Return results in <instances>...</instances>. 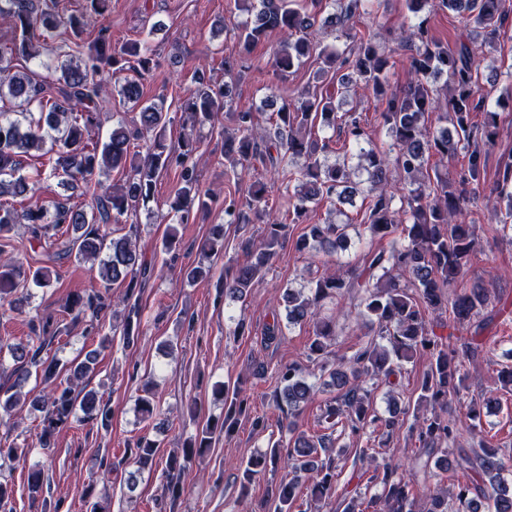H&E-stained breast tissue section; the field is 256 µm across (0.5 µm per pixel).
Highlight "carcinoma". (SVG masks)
<instances>
[{"instance_id":"cac0c4a2","label":"carcinoma","mask_w":512,"mask_h":512,"mask_svg":"<svg viewBox=\"0 0 512 512\" xmlns=\"http://www.w3.org/2000/svg\"><path fill=\"white\" fill-rule=\"evenodd\" d=\"M61 0H0V20L8 23L15 37L10 46L0 47V102L13 109H0V238L7 240L16 225L27 226L31 251H40L47 261L73 255L90 263L89 270L104 283V289L86 288L69 296L65 308L76 323L85 325L88 334L100 333L102 318L112 307L109 290L114 284L125 288L120 302L125 306L122 321L123 340L138 342L142 307L140 293L151 278L153 267L142 259L130 239L114 237L102 227L117 224L125 213L147 204L153 195L159 174L175 170L177 188L170 208L188 221L194 206L204 207L194 156L200 140L195 125L221 122L222 114L232 112L234 131L224 133V164L233 174L250 169L258 161L279 174L295 172L297 184L288 196L291 224L303 223L310 205L327 198L345 219L328 224H308L297 237L299 252L319 250L326 256L347 250L351 219L344 206L353 205L363 194L361 185L375 193L363 218L370 238L387 240L381 249L365 251L358 264L346 273L326 271L309 281L308 289L287 288L283 292L288 323L313 322V336L308 344V359L325 367L328 347L336 335L335 320L322 317L320 303L348 295L359 299L356 317L376 327V337L367 341L351 357L336 358L329 372L336 396L324 404L323 417L329 428L353 437L371 435L382 429L385 443L402 429L416 435L423 466L431 460L447 462L452 472V489H438L426 496L429 506L421 504L419 489L390 460L375 466L382 476L380 493L368 501L373 512H512V484L503 473L512 466L490 442L479 439L478 448H459L448 452V444L457 439L458 429L448 419V405L459 400L466 386L465 365L491 350L496 344L484 330L494 317L509 308L502 296L490 298L487 289L466 287L481 243L475 225L460 217L476 204L481 172L485 166L483 144L494 141L499 113L484 112L481 126L472 122L475 97L479 90L482 45L494 46V38L504 25L502 0H406V8L417 23L408 26L403 39L412 81L401 91L392 89L388 80L389 59L371 37L354 25L359 13L371 11L372 0H236L239 11L250 15L241 23L237 38L241 54L250 52L268 32L278 30L283 39L274 52V67L284 81L306 60L318 55L322 67L315 80L332 74L337 89H305L270 113L274 137L266 139L256 131L253 109L231 110L233 83L217 84L201 73L195 87L180 102L188 114L190 128L183 133L179 151L167 144L170 118L164 101L142 102L144 74L155 67L153 49L146 40H134L119 47L99 28L87 52L76 45V52L63 54L58 69L45 77L30 69L15 70L12 58H40L44 44L40 39L55 31L78 38L87 27L111 12L112 0H85L79 14L59 7ZM437 7L459 16L469 31L452 49L429 35L427 19L421 14ZM331 27L344 49L330 50L315 41L316 23ZM446 75L453 93L448 96L443 121L436 129L428 127L426 115L440 108L439 89L432 80ZM114 87L122 102L140 109L139 125L129 130L120 123L112 128L107 142L94 140L92 131L103 103L107 85ZM362 86L371 93L382 111L378 119L386 127L389 143L378 148L370 139L367 124L350 101L349 88ZM348 106L342 110V106ZM331 129L343 137L345 150L329 160L332 139L312 136V128ZM468 153L467 169L456 177L438 174L435 180L423 175L429 156L452 158L459 151ZM35 153L47 157L45 167L27 173L22 158ZM114 170L127 173L121 183L96 181L91 206L55 201L48 207L14 206L8 198L25 197L39 189L47 179H56L64 187L89 183ZM266 185L256 180L250 185L249 199L239 202L224 197V223L210 228L201 250L216 256L224 252V224L244 227L253 223L252 215L265 207ZM497 204L504 208L494 213L512 218V167L503 169L498 182ZM290 224L270 218L263 239L255 245H242L245 259L224 271V287L219 295L230 300L244 299L263 276L276 249L287 238ZM74 235H69V232ZM30 281L39 288L50 286L47 268L24 267L17 257L0 261V300L22 310L30 294L17 293L19 284ZM456 291L451 293L449 288ZM30 334L38 345L11 347L18 363L13 372L18 379L35 376L44 385L43 394L32 406L43 413L37 444L51 446V441L70 423L76 411L83 421L108 429L111 410L92 390L75 391L76 382L95 370L100 350L111 338L104 335L100 349L86 354L79 362L65 367V379H59L60 367L54 360L41 357L44 346L56 336L48 335V323L31 317ZM450 326L462 334L451 343L438 338L435 328ZM427 361L420 384V394L413 410L414 422L407 424L408 410L390 395L387 416L370 407V391L363 379L388 377L402 363L415 357ZM280 383L276 396L279 408L295 415L315 397L314 385L296 364L275 370ZM215 398L224 401V417L209 420L201 431L186 439L181 453L167 456L163 474L175 506L184 492L193 461L208 451L211 435L230 433L240 417L248 414V398L241 386L218 385ZM290 452L282 458L278 439L242 466V484L257 475L283 465L293 476L275 487V512H292L299 488L307 485L311 498L319 501L336 494V460L331 436L308 435L287 429ZM157 444L145 437L131 452L135 471L129 474L127 489L135 491L138 475L159 466ZM14 489L0 477V512H15Z\"/></svg>"}]
</instances>
